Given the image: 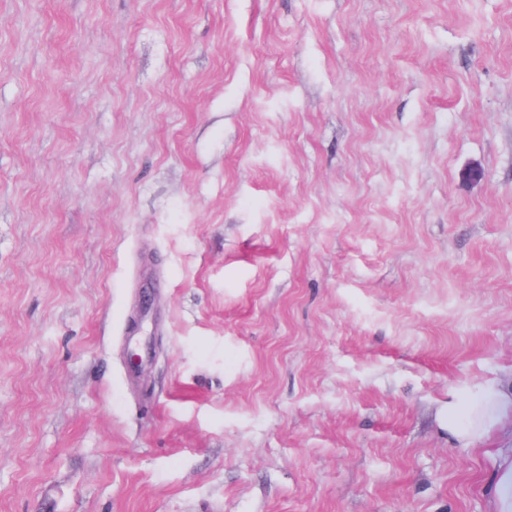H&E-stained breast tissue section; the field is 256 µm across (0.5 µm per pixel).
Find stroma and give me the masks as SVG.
<instances>
[{"mask_svg":"<svg viewBox=\"0 0 512 512\" xmlns=\"http://www.w3.org/2000/svg\"><path fill=\"white\" fill-rule=\"evenodd\" d=\"M489 381L512 0H0V512H491ZM460 408L457 400L448 401V431L469 446L487 436L509 415L512 411V394L495 383L482 386L478 395L464 404V427H459L456 421Z\"/></svg>","mask_w":512,"mask_h":512,"instance_id":"35a3bbf8","label":"stroma"}]
</instances>
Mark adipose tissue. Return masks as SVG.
Masks as SVG:
<instances>
[{
	"instance_id": "1",
	"label": "adipose tissue",
	"mask_w": 512,
	"mask_h": 512,
	"mask_svg": "<svg viewBox=\"0 0 512 512\" xmlns=\"http://www.w3.org/2000/svg\"><path fill=\"white\" fill-rule=\"evenodd\" d=\"M511 414L512 394L489 383L466 402H449L448 430L460 442L470 445L487 436Z\"/></svg>"
}]
</instances>
